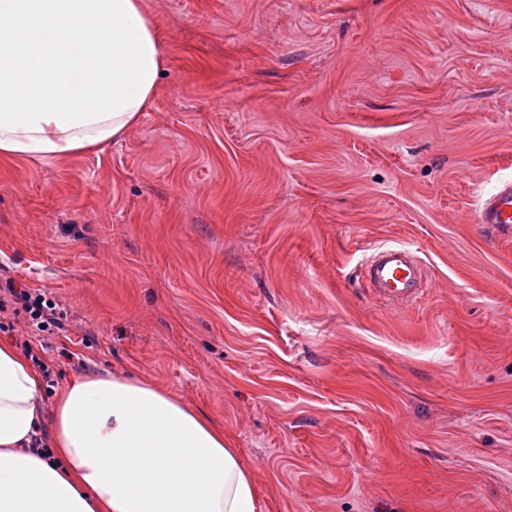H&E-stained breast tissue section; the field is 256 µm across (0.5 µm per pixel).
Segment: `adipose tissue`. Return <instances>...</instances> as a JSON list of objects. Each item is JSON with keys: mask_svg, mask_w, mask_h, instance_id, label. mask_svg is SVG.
Here are the masks:
<instances>
[{"mask_svg": "<svg viewBox=\"0 0 512 512\" xmlns=\"http://www.w3.org/2000/svg\"><path fill=\"white\" fill-rule=\"evenodd\" d=\"M165 65L141 0H0V157L125 136ZM48 437L47 449L32 445ZM0 512H263L222 430L157 384L80 374L47 401L0 342Z\"/></svg>", "mask_w": 512, "mask_h": 512, "instance_id": "1", "label": "adipose tissue"}]
</instances>
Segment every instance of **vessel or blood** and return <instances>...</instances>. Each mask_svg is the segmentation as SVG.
Wrapping results in <instances>:
<instances>
[{"label":"vessel or blood","instance_id":"b4317fda","mask_svg":"<svg viewBox=\"0 0 512 512\" xmlns=\"http://www.w3.org/2000/svg\"><path fill=\"white\" fill-rule=\"evenodd\" d=\"M476 221L512 230L511 180L502 182L480 202ZM362 278L377 300L392 306H405L423 294L427 272L415 250L391 245L377 248L367 257Z\"/></svg>","mask_w":512,"mask_h":512}]
</instances>
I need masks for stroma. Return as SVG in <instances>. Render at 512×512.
<instances>
[{"label":"stroma","instance_id":"stroma-1","mask_svg":"<svg viewBox=\"0 0 512 512\" xmlns=\"http://www.w3.org/2000/svg\"><path fill=\"white\" fill-rule=\"evenodd\" d=\"M166 64L126 136L0 157V269L42 357L161 384L264 512H512V0H142ZM416 250L422 297L357 279ZM69 357H62L61 349ZM476 223L508 228L512 232V181L502 182L476 210ZM362 278L377 300L392 306H405L423 294L427 272L417 251L391 245L379 247L367 257ZM11 310L14 320L24 321L30 329L32 336H50L57 330H63V319L66 312L60 309L59 304L48 299L43 293L32 292L30 288L16 282L12 277L0 278V330L10 331L14 328L11 320L4 323L1 313ZM46 325V328H43Z\"/></svg>","mask_w":512,"mask_h":512}]
</instances>
